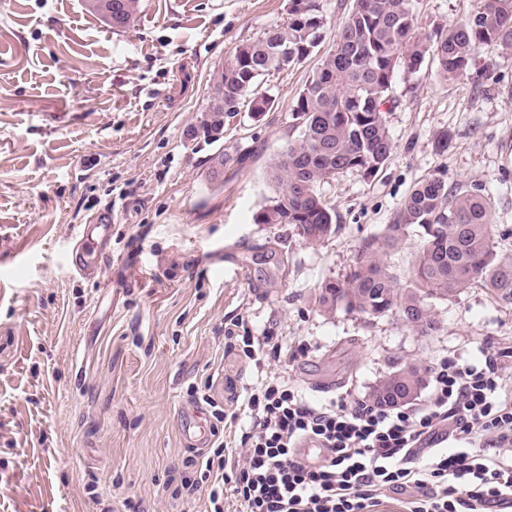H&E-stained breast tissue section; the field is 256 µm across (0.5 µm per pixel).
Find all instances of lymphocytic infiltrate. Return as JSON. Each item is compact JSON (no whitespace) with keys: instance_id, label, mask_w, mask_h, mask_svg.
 Returning <instances> with one entry per match:
<instances>
[{"instance_id":"f902f5d3","label":"lymphocytic infiltrate","mask_w":512,"mask_h":512,"mask_svg":"<svg viewBox=\"0 0 512 512\" xmlns=\"http://www.w3.org/2000/svg\"><path fill=\"white\" fill-rule=\"evenodd\" d=\"M421 406H384L342 398L313 405L276 376L250 387V421L240 444L188 459L207 486L208 512H379L386 497L406 512H512V374L500 354L429 369ZM452 454L428 447L441 435ZM313 443L321 458L297 448Z\"/></svg>"}]
</instances>
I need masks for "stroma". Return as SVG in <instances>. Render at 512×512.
Returning <instances> with one entry per match:
<instances>
[{
  "label": "stroma",
  "instance_id": "1",
  "mask_svg": "<svg viewBox=\"0 0 512 512\" xmlns=\"http://www.w3.org/2000/svg\"><path fill=\"white\" fill-rule=\"evenodd\" d=\"M477 3L413 9L429 31ZM287 21L288 0H139L123 32L82 0H0V512H204L183 460L219 439L240 452L247 421L218 425L191 389L231 410L272 373L313 404L365 399L406 363L512 347V306L480 286L438 305L431 336L317 306L425 178L481 188L512 230V55L482 46L451 81L431 64L396 75L389 160L321 185L337 231L308 243L255 215L279 192L269 167L297 137L288 112L317 57L265 76L272 112L187 138L217 66ZM221 151L236 161L217 174ZM106 207L104 258L78 276L66 253ZM230 328L278 337L281 356L256 364L226 347Z\"/></svg>",
  "mask_w": 512,
  "mask_h": 512
}]
</instances>
